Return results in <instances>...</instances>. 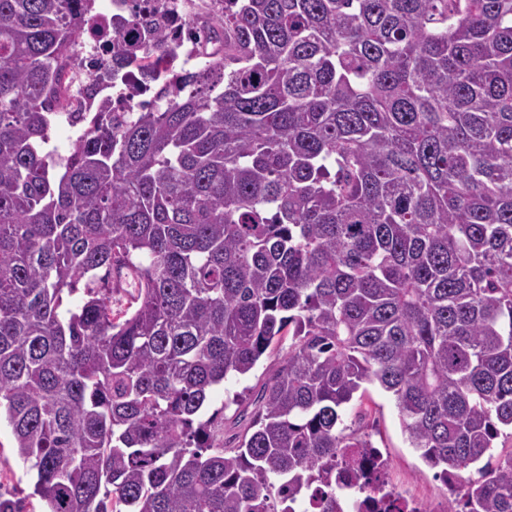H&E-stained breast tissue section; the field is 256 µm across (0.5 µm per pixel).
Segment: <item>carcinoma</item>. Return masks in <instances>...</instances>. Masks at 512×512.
I'll return each instance as SVG.
<instances>
[{
  "label": "carcinoma",
  "instance_id": "carcinoma-1",
  "mask_svg": "<svg viewBox=\"0 0 512 512\" xmlns=\"http://www.w3.org/2000/svg\"><path fill=\"white\" fill-rule=\"evenodd\" d=\"M132 2L96 33L112 77L184 30L205 62L62 155L94 0H0V417L33 495L338 512L376 383L448 512H512V0H210L174 30ZM273 352L224 440L214 387Z\"/></svg>",
  "mask_w": 512,
  "mask_h": 512
}]
</instances>
